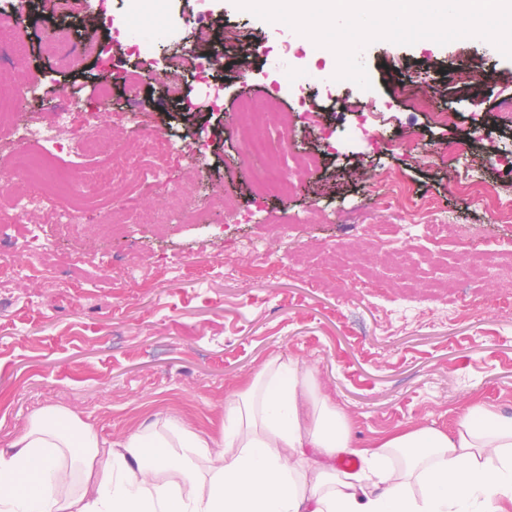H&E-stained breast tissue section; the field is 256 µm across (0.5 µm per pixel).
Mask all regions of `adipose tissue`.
<instances>
[{
	"label": "adipose tissue",
	"instance_id": "1",
	"mask_svg": "<svg viewBox=\"0 0 512 512\" xmlns=\"http://www.w3.org/2000/svg\"><path fill=\"white\" fill-rule=\"evenodd\" d=\"M341 454L359 468L337 470ZM505 499L512 416L475 403L452 432L359 448L315 370L279 355L225 399L218 436L165 417L107 442L49 406L0 448V512H502Z\"/></svg>",
	"mask_w": 512,
	"mask_h": 512
}]
</instances>
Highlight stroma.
<instances>
[{
    "label": "stroma",
    "mask_w": 512,
    "mask_h": 512,
    "mask_svg": "<svg viewBox=\"0 0 512 512\" xmlns=\"http://www.w3.org/2000/svg\"><path fill=\"white\" fill-rule=\"evenodd\" d=\"M74 9V42L94 40L109 51L81 70H60L41 51L53 18L44 0H33L22 29L29 53L4 65L17 82L38 83L19 124L47 122L49 103L75 99L111 129L116 146H132L149 130L180 143L204 137L202 154L167 159L169 178L201 196L220 193L243 218L226 224L217 211L203 224L178 216L154 223L166 196L145 163L124 180L140 206L113 228L103 229L92 204L79 234L43 225L55 264L41 277L0 281V446L49 405L69 408L111 442L159 417L213 434L225 398L275 355L316 370L362 448L412 425L450 430L476 401L512 415V274L448 281L454 253L489 240L512 249V223H493L457 187L469 175L512 204V123L502 115L503 103H512V60L477 38L379 40L361 53L373 83L363 90L334 80L336 62L286 24L263 21L233 0H166L163 33L147 46L157 69L196 50L190 33L207 22L215 38L288 56L284 71L259 61L244 75L231 66L212 72L211 82L224 87L223 110L181 112L155 80L134 92L124 83L136 64L128 0H76ZM460 68L477 80L457 84ZM101 81L112 84L107 105L94 92ZM403 82L413 96L397 95ZM266 96L279 109L263 126L288 123L292 153L319 162L299 189L262 197L258 163L245 155L255 127L235 113L242 99ZM435 109L450 112L452 123H435ZM388 139L394 148H385ZM101 161L50 159L48 205H70L63 175L95 180ZM388 172L432 201L434 219L448 227L444 245L397 232L393 247L419 254L416 268L388 267L371 241L370 225L401 221L402 201L382 182ZM278 221L284 232L267 237ZM260 237L265 257L242 250V240ZM135 260L147 264L139 279L126 275ZM257 266L256 278L228 273ZM404 281L416 285L412 299L399 296ZM459 293L478 302L469 317L452 314Z\"/></svg>",
    "instance_id": "1"
}]
</instances>
